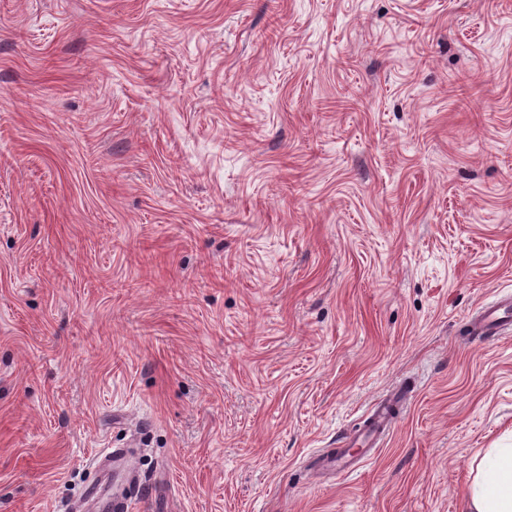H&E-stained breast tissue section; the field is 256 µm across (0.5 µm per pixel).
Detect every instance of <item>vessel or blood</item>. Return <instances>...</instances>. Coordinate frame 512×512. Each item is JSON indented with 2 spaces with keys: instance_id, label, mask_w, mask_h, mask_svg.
<instances>
[{
  "instance_id": "1",
  "label": "vessel or blood",
  "mask_w": 512,
  "mask_h": 512,
  "mask_svg": "<svg viewBox=\"0 0 512 512\" xmlns=\"http://www.w3.org/2000/svg\"><path fill=\"white\" fill-rule=\"evenodd\" d=\"M472 331L491 339L512 332V294L483 305L472 324ZM402 403V398L387 396L374 404L366 421L352 436L344 439L336 456L326 459L327 468L337 475H345L354 471L360 457L373 456L378 444L388 438Z\"/></svg>"
}]
</instances>
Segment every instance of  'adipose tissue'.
Listing matches in <instances>:
<instances>
[{
    "mask_svg": "<svg viewBox=\"0 0 512 512\" xmlns=\"http://www.w3.org/2000/svg\"><path fill=\"white\" fill-rule=\"evenodd\" d=\"M463 512H512V445L488 449L474 468Z\"/></svg>",
    "mask_w": 512,
    "mask_h": 512,
    "instance_id": "obj_1",
    "label": "adipose tissue"
}]
</instances>
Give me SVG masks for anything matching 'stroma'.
Returning a JSON list of instances; mask_svg holds the SVG:
<instances>
[{
	"label": "stroma",
	"mask_w": 512,
	"mask_h": 512,
	"mask_svg": "<svg viewBox=\"0 0 512 512\" xmlns=\"http://www.w3.org/2000/svg\"><path fill=\"white\" fill-rule=\"evenodd\" d=\"M510 292L512 0H0V512H460ZM472 331L476 336L491 340L512 332V294L483 305L472 324ZM402 403L400 397L387 396L374 404L363 425L353 436L344 439L345 448H339L335 457L324 459L327 468L335 471L337 476L349 474L361 460L373 456L378 444L384 443L388 438ZM356 445L362 448H357V451L352 453L349 448H355ZM361 453L362 456L357 458Z\"/></svg>",
	"instance_id": "stroma-1"
}]
</instances>
